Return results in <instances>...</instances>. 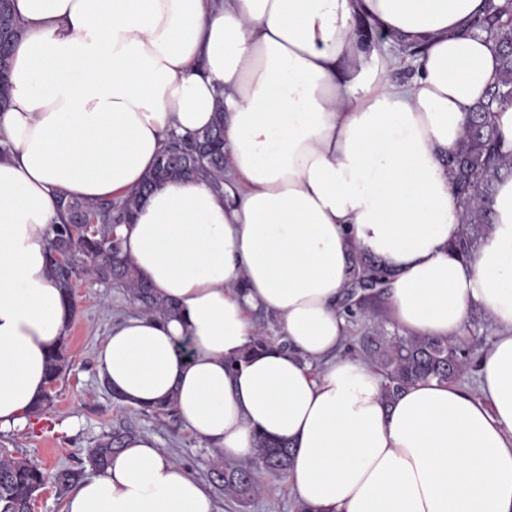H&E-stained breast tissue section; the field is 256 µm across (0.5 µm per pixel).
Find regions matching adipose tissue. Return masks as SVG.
Wrapping results in <instances>:
<instances>
[{"label": "adipose tissue", "mask_w": 512, "mask_h": 512, "mask_svg": "<svg viewBox=\"0 0 512 512\" xmlns=\"http://www.w3.org/2000/svg\"><path fill=\"white\" fill-rule=\"evenodd\" d=\"M24 28L0 113V430L27 422L72 316L48 264L61 197L137 187L171 133L224 110V190L178 179L120 231L176 317L133 314L97 352L126 404L174 398L224 458L256 433L296 450L289 481L313 512H512V178L469 257L445 158L498 72L472 31L485 0H14ZM421 48L410 80L376 40ZM392 272L387 311L456 337L498 328L479 394L438 379L385 403L364 361L335 357L352 253ZM272 314L289 350L229 371ZM65 512H215L210 490L142 434L71 488Z\"/></svg>", "instance_id": "ef3b65f1"}]
</instances>
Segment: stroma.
Listing matches in <instances>:
<instances>
[{
    "label": "stroma",
    "mask_w": 512,
    "mask_h": 512,
    "mask_svg": "<svg viewBox=\"0 0 512 512\" xmlns=\"http://www.w3.org/2000/svg\"><path fill=\"white\" fill-rule=\"evenodd\" d=\"M68 339L71 363L52 391L53 405L29 424L0 431V444L44 467L89 470L87 450L112 428L131 425L155 438L177 463L198 480L209 482L212 454L182 424L155 418L117 402L106 389L97 366V348L113 323L132 313L122 291L81 281ZM268 490L246 508H228L215 492L217 512H297L296 498L284 476L267 478Z\"/></svg>",
    "instance_id": "35a3bbf8"
}]
</instances>
